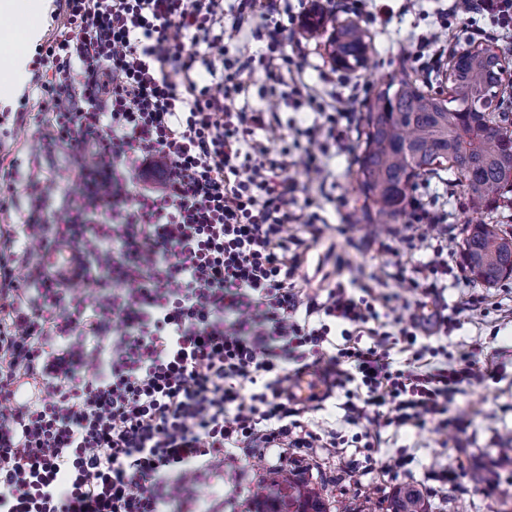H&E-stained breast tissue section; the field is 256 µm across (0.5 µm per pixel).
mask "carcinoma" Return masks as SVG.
<instances>
[{"instance_id": "obj_1", "label": "carcinoma", "mask_w": 512, "mask_h": 512, "mask_svg": "<svg viewBox=\"0 0 512 512\" xmlns=\"http://www.w3.org/2000/svg\"><path fill=\"white\" fill-rule=\"evenodd\" d=\"M332 52L344 69L364 67L366 33L350 23L333 29ZM500 56L471 47L451 65L449 96L422 90L410 78H392L367 99L364 146L356 155L357 190L364 213L379 224H397L405 215L417 181L447 170L464 188L475 217L465 225L461 252L471 281L492 286L512 277V235L482 219L486 210L512 192V143L489 126L486 105L502 86ZM257 512H329L309 482L271 481L258 496ZM390 512H430L417 489L405 488L391 499Z\"/></svg>"}]
</instances>
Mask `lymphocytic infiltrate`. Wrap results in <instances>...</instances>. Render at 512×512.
<instances>
[{"mask_svg":"<svg viewBox=\"0 0 512 512\" xmlns=\"http://www.w3.org/2000/svg\"><path fill=\"white\" fill-rule=\"evenodd\" d=\"M294 21L289 0H59L37 48L36 120L70 150L81 191L51 224L58 181L29 172L18 199L21 159L0 164V211L23 218L0 226V512H165L215 463L336 447L291 404L299 368L344 389L367 466L395 478L411 457L383 453L382 430L447 431L449 402L486 376L473 359L426 358L415 328L387 331L391 300L365 282L313 304L317 325L299 319L288 227L319 238L321 204L289 171L331 178L351 105L269 160L255 133L271 119L236 104L259 70L285 97ZM243 38L265 41L260 58H228ZM23 237L39 247L22 285ZM56 246L83 255L79 283L44 263Z\"/></svg>","mask_w":512,"mask_h":512,"instance_id":"lymphocytic-infiltrate-1","label":"lymphocytic infiltrate"}]
</instances>
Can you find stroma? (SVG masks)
Wrapping results in <instances>:
<instances>
[{
  "label": "stroma",
  "instance_id": "obj_1",
  "mask_svg": "<svg viewBox=\"0 0 512 512\" xmlns=\"http://www.w3.org/2000/svg\"><path fill=\"white\" fill-rule=\"evenodd\" d=\"M292 6L299 16L315 6L334 11L338 23H357L370 42L364 68L351 74L335 69L329 57L328 31L311 34L296 27L294 42L284 48L295 64L286 77L288 83L307 87L325 98L334 94L344 97L352 90L357 93L356 117L332 159L334 175L323 187L322 237L304 252L297 271L304 301L324 302L336 282L363 274L376 278L381 292L396 296L389 320L406 327L425 309H441L454 318L455 325L447 334L422 339L449 360L469 353L482 361L496 349L512 350V278L483 287L467 279L457 280L454 273L463 263L461 243L469 217L468 199L454 178L443 172L417 186L416 196L443 220L431 228L416 227L415 240L409 246L394 237L392 225L363 217L355 185L354 159L363 143L359 116L365 99L377 86L399 76L402 69L414 71L420 81L428 83L446 70V60L430 68L425 62L408 58L407 53L412 42L438 29L439 15L447 9L448 0H421L416 10L395 12L384 28L369 21L370 0H292ZM477 26L483 30V42L502 53L506 66L512 69V52L507 49L512 31L501 30L487 16L473 20L464 15L449 17L447 48L468 47ZM36 97L29 83L21 95L0 100V158L20 153L33 169L61 177L62 197H78V183L67 177L69 150L45 148L40 131L23 115L24 99ZM237 104L271 113L282 127L283 138L292 137L314 121L313 115L294 109L286 100L265 97L263 79L258 75ZM439 238L448 243L450 271L439 277L436 294L427 295L410 287L409 282L432 258L431 246ZM344 400L340 394L322 408L304 406L302 415L313 427L342 431L344 447L317 448L309 456L289 461L280 460L274 448L248 460L224 462L205 479L188 486L186 495L196 512H254L258 485L291 473L323 487L330 512L364 499L371 501L373 512H388L392 494L407 486L428 495L432 512H512V363L497 367L481 384L462 387L448 405V417L453 422L448 432L438 433L429 427L383 430V449L406 448L414 456L409 476L391 481L381 473L366 471L364 458L352 443L357 428L343 421ZM442 471L448 474L444 483L437 479Z\"/></svg>",
  "mask_w": 512,
  "mask_h": 512
}]
</instances>
